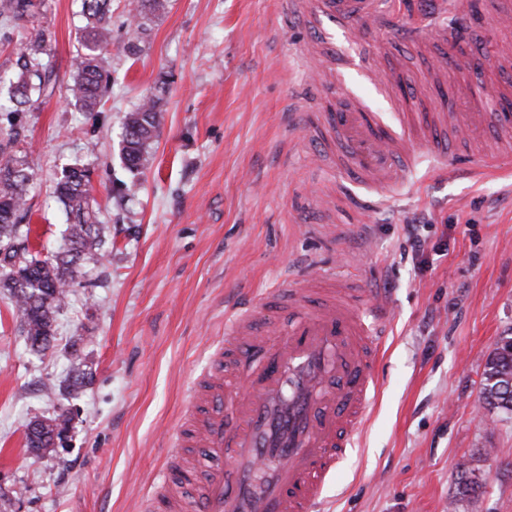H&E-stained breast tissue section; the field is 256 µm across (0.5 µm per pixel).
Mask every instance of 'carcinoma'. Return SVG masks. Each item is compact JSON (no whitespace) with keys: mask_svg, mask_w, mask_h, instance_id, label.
<instances>
[{"mask_svg":"<svg viewBox=\"0 0 512 512\" xmlns=\"http://www.w3.org/2000/svg\"><path fill=\"white\" fill-rule=\"evenodd\" d=\"M110 0H81V14L85 24L78 38L76 71L67 86L68 100L82 112L98 113L107 89L104 78L107 57L105 50L112 42ZM37 0H0V16L18 24L34 20L40 15ZM49 30L41 24L32 28L29 38L22 43L16 60V71L7 78L8 97L0 99V116L9 130L0 140V292L8 294L27 345L35 352L49 349L54 336L57 314L74 287L78 261L97 265L103 258L102 248L107 227L97 222L93 204L96 186L92 171L86 166L69 165L62 168L54 194L67 217L64 247L57 251L42 249L31 252V228L19 224L20 213L28 210L27 186L33 171L13 150L24 125L26 105L31 95L41 89L42 56L47 53ZM163 112L153 99L128 112L123 118L124 136L121 158L131 171H138L149 162V148L163 123ZM512 374V358L497 352L489 354L480 399L484 407L512 413V393L501 391L497 377ZM71 384L82 388L91 382L90 373L78 354H73L69 371ZM50 426L46 432L26 431V447L33 455H41L54 447L53 428L69 425L70 418L61 412L44 419ZM472 470L461 471L459 494H476L481 484L469 477Z\"/></svg>","mask_w":512,"mask_h":512,"instance_id":"obj_1","label":"carcinoma"}]
</instances>
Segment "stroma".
Returning <instances> with one entry per match:
<instances>
[{
  "instance_id": "obj_1",
  "label": "stroma",
  "mask_w": 512,
  "mask_h": 512,
  "mask_svg": "<svg viewBox=\"0 0 512 512\" xmlns=\"http://www.w3.org/2000/svg\"><path fill=\"white\" fill-rule=\"evenodd\" d=\"M130 2H111L110 85L92 116L67 100L80 0H44L46 76L20 143L36 173L30 240L62 245L53 182L79 162L93 171L112 246L79 276L46 353L30 350L0 294V512H149L167 438L227 322L284 282L339 275L349 253L389 312L379 389L321 512H512V415L480 403L486 359L512 330V156L498 153L501 129L462 144L466 160L488 166L481 178L453 173L414 131V164L379 195L320 153L336 145L332 101L309 86L311 34L296 0H164L138 24ZM493 2L470 0L467 14L438 22L462 24L476 45L491 37ZM381 7L387 25L365 41L330 23L318 36L335 43L356 101L385 123L403 96L440 111L488 83L512 93V66L468 53L444 65L431 38L408 36L424 23L420 0ZM371 70L403 81L382 92ZM148 98L165 121L132 172L120 158L122 118ZM420 217L418 257L406 227ZM76 354L93 379L72 391ZM63 411V442L30 454L29 420ZM463 463L476 495L458 493Z\"/></svg>"
}]
</instances>
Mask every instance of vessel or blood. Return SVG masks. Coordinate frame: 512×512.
<instances>
[{
	"label": "vessel or blood",
	"mask_w": 512,
	"mask_h": 512,
	"mask_svg": "<svg viewBox=\"0 0 512 512\" xmlns=\"http://www.w3.org/2000/svg\"><path fill=\"white\" fill-rule=\"evenodd\" d=\"M314 17L345 26L362 40L384 24L379 0H316ZM487 26L497 33L494 58L512 61V0H496ZM316 87L343 104L327 123L348 145L337 165L379 194L396 184L398 136L377 113L348 99L326 60L331 45L312 44ZM423 146L458 155L445 134L451 118L421 116ZM464 128L490 124L512 130L511 112H473ZM289 303L260 302L233 322L196 384L188 415L177 427L180 447L207 450L213 465L200 496L170 500V512H314L326 484L361 431L379 386L375 371L384 333L362 313L387 305L362 275L326 285H293Z\"/></svg>",
	"instance_id": "b4317fda"
}]
</instances>
